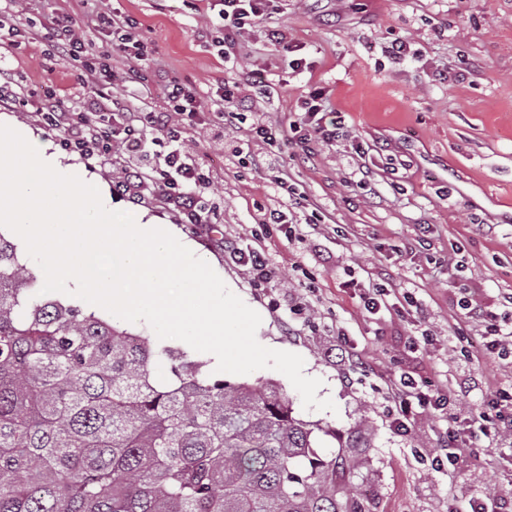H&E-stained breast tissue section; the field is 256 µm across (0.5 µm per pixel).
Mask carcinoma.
Masks as SVG:
<instances>
[{
  "instance_id": "obj_1",
  "label": "carcinoma",
  "mask_w": 512,
  "mask_h": 512,
  "mask_svg": "<svg viewBox=\"0 0 512 512\" xmlns=\"http://www.w3.org/2000/svg\"><path fill=\"white\" fill-rule=\"evenodd\" d=\"M0 234V512H366L336 429L66 305ZM170 375L157 373L162 360Z\"/></svg>"
}]
</instances>
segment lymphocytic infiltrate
Listing matches in <instances>:
<instances>
[{
  "instance_id": "1",
  "label": "lymphocytic infiltrate",
  "mask_w": 512,
  "mask_h": 512,
  "mask_svg": "<svg viewBox=\"0 0 512 512\" xmlns=\"http://www.w3.org/2000/svg\"><path fill=\"white\" fill-rule=\"evenodd\" d=\"M267 0H211L217 9L219 28L224 33L220 42L221 56H230L238 36L246 27L255 25L266 11ZM101 23L109 31V40L98 53H90L84 39L77 31ZM32 41L46 43L54 57L73 68L83 89H86L91 108L86 112L71 111L64 97L52 94L40 103L49 124L63 131L65 147L87 158L107 153L115 137H122L133 152L144 147L148 132H156L166 139L170 150L165 166L157 170L154 180L167 202L185 216L188 223H210L212 207L201 192L204 176L192 157L182 149V130L170 120L171 114L192 116L198 112L194 91L178 81L170 82L165 91L167 109L163 112H118L117 103L105 91L99 78L111 73L113 56L136 61H147L144 41L138 34L135 20L122 14H97L96 18L77 15L66 9H57L43 15L39 29L28 31ZM217 110L215 117L220 129L234 130L247 125V135L253 139L269 141L276 130L263 116H255L246 122L245 113L250 108L248 96L242 95L239 86L218 87L212 99ZM304 115L293 123L292 131L298 134L301 144L313 139L330 143L336 141L339 127H328L324 116L323 93L310 91L303 101ZM471 392L469 382H460L449 394L422 390L411 375L401 376L395 387V406L390 415L392 425L399 430L408 429L414 423L418 411L446 413L450 401H459Z\"/></svg>"
}]
</instances>
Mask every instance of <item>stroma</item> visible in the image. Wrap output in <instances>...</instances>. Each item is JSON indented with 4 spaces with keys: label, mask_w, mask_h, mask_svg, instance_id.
Returning a JSON list of instances; mask_svg holds the SVG:
<instances>
[{
    "label": "stroma",
    "mask_w": 512,
    "mask_h": 512,
    "mask_svg": "<svg viewBox=\"0 0 512 512\" xmlns=\"http://www.w3.org/2000/svg\"><path fill=\"white\" fill-rule=\"evenodd\" d=\"M44 8L117 10L137 21L149 81L128 94L122 78L132 63L113 57L117 80L108 90L121 108L162 109L163 87L173 78L195 88L201 111L181 122L184 148L209 178L217 223H185L150 180L139 205L112 192L129 169L153 175L167 145L133 156L117 138L108 162L62 147L38 101L64 89L81 112L85 96L44 44L0 47V66L27 100L0 107V124L27 131L63 164L83 167L118 210L143 207L165 217L209 256L261 313L258 342L301 355L337 409L304 408L289 379L273 369L246 374V381L278 382L298 418L350 436L344 452L355 464L352 487L368 512H467L470 500L491 488L512 498V431L477 436L455 469L437 470L432 460L448 421L426 411L400 433L387 402L404 372L443 392L460 378L476 380L478 390L450 406L453 414L512 388V363L486 350L483 324L459 304L466 296L496 315L512 312V0H271L227 59L207 36L214 14L205 0H45ZM270 29L298 46L311 69H291L289 53L268 41ZM396 40L410 47L399 61L387 54ZM224 83L244 85L254 111L275 124V143L214 129L211 94ZM315 89L348 135L313 143L308 156L290 125ZM257 157L262 167L254 166ZM363 167L370 172L365 184ZM292 190L305 198L291 209L295 231L265 227L266 212L287 208ZM313 222L321 233H310ZM228 239L264 250L272 280L256 285L248 267L225 253ZM385 274L387 307L369 314L360 295Z\"/></svg>",
    "instance_id": "1"
}]
</instances>
